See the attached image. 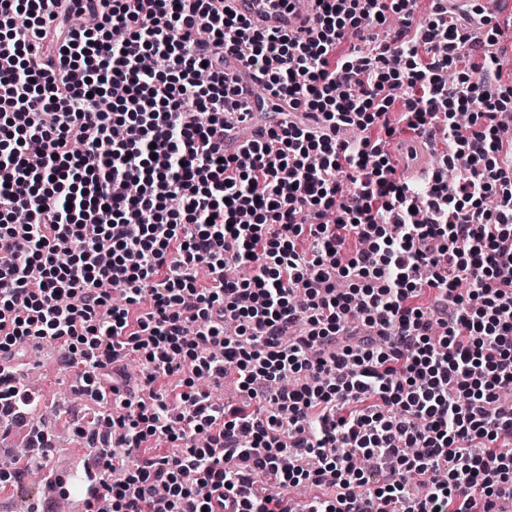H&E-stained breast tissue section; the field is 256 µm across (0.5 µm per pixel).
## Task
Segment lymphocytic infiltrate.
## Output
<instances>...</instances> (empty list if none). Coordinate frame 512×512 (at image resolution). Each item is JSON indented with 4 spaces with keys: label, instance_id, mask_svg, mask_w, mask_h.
Masks as SVG:
<instances>
[{
    "label": "lymphocytic infiltrate",
    "instance_id": "1",
    "mask_svg": "<svg viewBox=\"0 0 512 512\" xmlns=\"http://www.w3.org/2000/svg\"><path fill=\"white\" fill-rule=\"evenodd\" d=\"M316 2L300 35L225 0H0V416L40 407L23 359L59 345L99 407L74 427L85 512H203L217 488L237 512H490L512 487L505 32L476 40L472 0ZM269 100L228 148L225 115ZM399 123L444 166L396 179L369 134ZM133 353L145 399L120 392Z\"/></svg>",
    "mask_w": 512,
    "mask_h": 512
}]
</instances>
